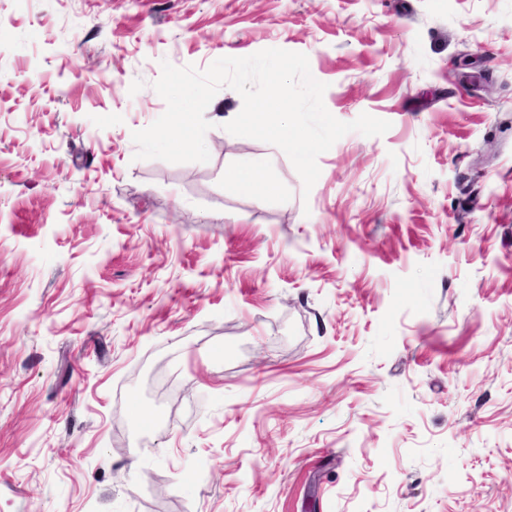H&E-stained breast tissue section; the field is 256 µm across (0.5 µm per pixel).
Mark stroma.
Wrapping results in <instances>:
<instances>
[{"instance_id":"stroma-1","label":"stroma","mask_w":512,"mask_h":512,"mask_svg":"<svg viewBox=\"0 0 512 512\" xmlns=\"http://www.w3.org/2000/svg\"><path fill=\"white\" fill-rule=\"evenodd\" d=\"M267 48L391 129L135 159ZM0 512H512V0H0ZM233 176L257 196H264L273 191V185L264 177L263 172L255 167H242Z\"/></svg>"}]
</instances>
